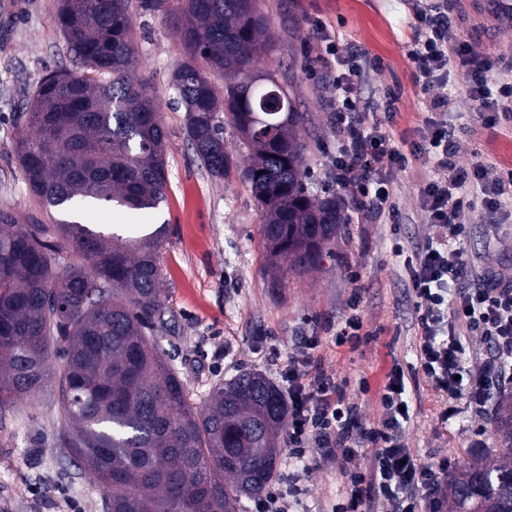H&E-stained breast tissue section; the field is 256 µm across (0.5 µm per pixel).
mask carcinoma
Instances as JSON below:
<instances>
[{
  "instance_id": "carcinoma-1",
  "label": "carcinoma",
  "mask_w": 512,
  "mask_h": 512,
  "mask_svg": "<svg viewBox=\"0 0 512 512\" xmlns=\"http://www.w3.org/2000/svg\"><path fill=\"white\" fill-rule=\"evenodd\" d=\"M147 12L169 19L186 52L170 83L197 163L230 177L226 121L249 150L239 175L261 212L271 286L333 255L344 216L336 195L305 185V113L274 73L255 81L256 54L274 50L259 0H57L70 65L34 82L32 133L16 147L36 205L22 221L0 208V417L55 373L59 447L102 490L103 512H243L277 477L282 389L245 371L193 405L150 339L164 321V227L126 239L85 220L93 206L136 213L166 199L168 133L131 70L134 18ZM499 423L503 447L450 477L448 512H512V403Z\"/></svg>"
}]
</instances>
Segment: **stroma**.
Wrapping results in <instances>:
<instances>
[{
  "label": "stroma",
  "mask_w": 512,
  "mask_h": 512,
  "mask_svg": "<svg viewBox=\"0 0 512 512\" xmlns=\"http://www.w3.org/2000/svg\"><path fill=\"white\" fill-rule=\"evenodd\" d=\"M55 5L56 0H0V208L22 215L35 205L16 154L22 107L34 81L68 61L55 25ZM260 5L272 17L276 46L274 53L256 59L255 68L275 72L308 116L306 183L317 195L335 192L343 207H350L351 193L337 186L332 165L336 108L322 89L313 25L322 23L375 60L365 75L363 109L378 113L385 98L395 99L397 114L386 129L395 141L412 140L430 102L408 56L415 34L413 2L261 0ZM448 8L455 18L449 41L468 42L476 60H496L491 79L512 72V31L472 18L468 0H450ZM136 29L134 75L151 86L169 137L167 198L157 210L135 217V232L161 225L167 229L159 263L168 322L156 325L153 338L180 368L191 402L201 404L215 380L241 370L279 380L285 358L297 355L343 387L359 421L378 422L387 372L396 363L407 370L416 367L420 341L405 287L407 263L391 251L389 218L340 225L333 258L303 277H290L282 290H272L265 273L261 213L248 186L235 175L213 180L198 165L184 135V114L169 104V78L184 58L177 33L159 13L138 15ZM448 93L449 111L460 115L457 161L477 157L512 171V137L481 125L459 71H449ZM433 175L425 157L392 174L406 248L433 233L420 207V188ZM462 220L469 228L467 259L512 282V211L488 218L468 209ZM355 271L360 274L356 281L351 278ZM355 296L375 335L340 346L336 328ZM312 336L317 345L310 350L305 341ZM408 391L411 419L402 439L423 460L445 455L459 463L500 448L496 413L499 402L512 398V386L497 394L484 416L474 417L464 407L445 429L437 422L441 398L431 384L420 376L410 381ZM57 400L52 378L39 393L18 400L0 426V512H102L100 489L64 468L57 445ZM296 473L302 474L305 488L298 512H329L349 491L332 450L310 449L304 468L286 461L278 468L284 481Z\"/></svg>",
  "instance_id": "35a3bbf8"
}]
</instances>
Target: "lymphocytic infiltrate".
Wrapping results in <instances>:
<instances>
[{"label": "lymphocytic infiltrate", "mask_w": 512, "mask_h": 512, "mask_svg": "<svg viewBox=\"0 0 512 512\" xmlns=\"http://www.w3.org/2000/svg\"><path fill=\"white\" fill-rule=\"evenodd\" d=\"M415 18L421 29L409 52L425 88L435 89L432 110L420 138L395 144L378 117L360 108L358 78L366 65L359 47L340 43L320 32V56L326 69L324 89L336 105V182L352 192L350 223L363 224L374 216L394 212L392 173L410 160L431 155L435 174L420 189L428 223L438 227L408 265L407 288L420 333L417 360L423 376L444 397L438 419L448 422L458 399L485 410L494 394L512 385V284L488 270H476L465 259L464 209L494 214L512 197V172L482 161L459 164L456 125L449 119L448 68L464 71L473 110L490 129L512 124V80H489L487 69L473 66L468 43H449L453 18L448 0H418ZM477 336L487 354L472 367L464 337ZM288 455L301 462L309 444L332 448L348 468L350 491L334 503L332 512H374L389 505L390 512H446L448 490L443 478L452 466L448 457L424 463L400 440L411 415L405 372L393 365L380 403L383 418L373 427L361 426L340 388L323 371L309 372L307 364L289 358ZM373 458L371 470L353 469L356 455Z\"/></svg>", "instance_id": "f902f5d3"}]
</instances>
